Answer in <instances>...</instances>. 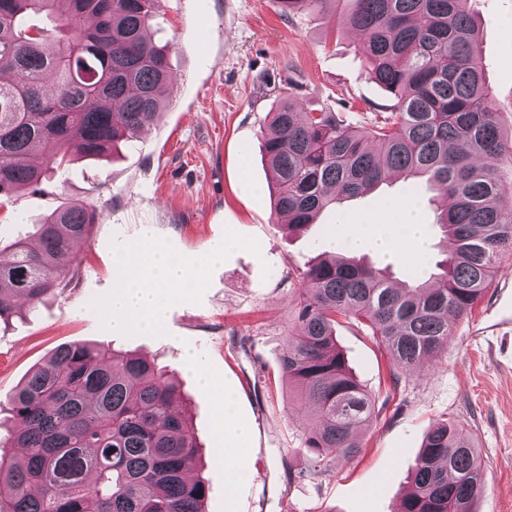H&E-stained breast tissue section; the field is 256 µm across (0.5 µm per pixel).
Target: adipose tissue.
<instances>
[{
	"mask_svg": "<svg viewBox=\"0 0 512 512\" xmlns=\"http://www.w3.org/2000/svg\"><path fill=\"white\" fill-rule=\"evenodd\" d=\"M389 212L390 220L385 224L342 218L335 250L359 249L370 244L390 259L398 258L404 250L416 259H424L430 239L418 203L408 199L390 206ZM117 262L124 273V283L112 296L113 330L157 328L165 319L167 289L188 280L184 266L169 254L144 246L128 249L118 256ZM233 412L232 397H225L216 428L224 436V483L228 486L238 479L239 460L247 444L244 431L232 421Z\"/></svg>",
	"mask_w": 512,
	"mask_h": 512,
	"instance_id": "obj_1",
	"label": "adipose tissue"
}]
</instances>
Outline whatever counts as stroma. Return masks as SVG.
<instances>
[{
	"instance_id": "1",
	"label": "stroma",
	"mask_w": 512,
	"mask_h": 512,
	"mask_svg": "<svg viewBox=\"0 0 512 512\" xmlns=\"http://www.w3.org/2000/svg\"><path fill=\"white\" fill-rule=\"evenodd\" d=\"M352 0L323 11L280 16L276 0H159L156 42L169 47L170 93L159 117L137 141L102 159L76 157L40 187L0 200V257L17 235L66 203L100 213L89 240L74 247L69 285L34 310L0 324V428L16 388L54 351L86 343L142 353L177 373L200 446L207 480L205 512H396L423 439L436 421L458 423L480 452L486 483L476 512H512V253L471 312L457 320L437 360L390 376V362L354 320H340L336 342L357 380L376 398L370 426L351 458L326 456L311 466L303 449L288 384L279 370L293 325L304 270L331 250L336 217L383 224L382 200L404 198L406 180L377 195L324 210L314 226L291 233L274 213L261 131L279 94L290 91L305 111L330 108L367 127L389 98L367 75L361 37L337 23ZM479 23L478 45L491 99L504 130L512 129V0H468ZM421 219L431 250L421 261H365L397 280L435 273L443 257L438 200L418 182ZM151 225V247L179 258L196 278L167 294L164 324L115 335L112 294L122 284L117 253L140 242ZM223 247L224 258L206 263ZM193 352L188 366L185 352ZM214 384L202 389L198 371ZM245 425L242 479L224 485V438L214 422L225 393Z\"/></svg>"
}]
</instances>
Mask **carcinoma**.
<instances>
[{"label": "carcinoma", "instance_id": "cac0c4a2", "mask_svg": "<svg viewBox=\"0 0 512 512\" xmlns=\"http://www.w3.org/2000/svg\"><path fill=\"white\" fill-rule=\"evenodd\" d=\"M58 2L0 0V197L42 185L70 151L100 157L136 140L171 84L168 50L150 31L158 0H68L59 37L22 25L56 14ZM329 2L278 0L288 16ZM343 25L360 32L368 76L391 104L358 129L279 96L261 131L275 212L303 230L397 172L452 200L436 221L452 248L434 280L411 276L398 288L387 269L343 253L303 270L280 369L315 468L329 449L356 455L375 411L337 346L336 319H356L396 368L423 367L512 251V189L494 165L508 138L466 0H354ZM98 217L84 204L61 205L36 225L37 246L24 237L11 244V260L0 262V322L67 286L72 246L90 238ZM178 398L169 372L145 358L58 347L9 401L18 424L11 447L23 449L20 459L0 453L10 512H205L207 484L191 476L197 443ZM483 488L478 449L442 420L425 435L398 512H474Z\"/></svg>", "mask_w": 512, "mask_h": 512}]
</instances>
